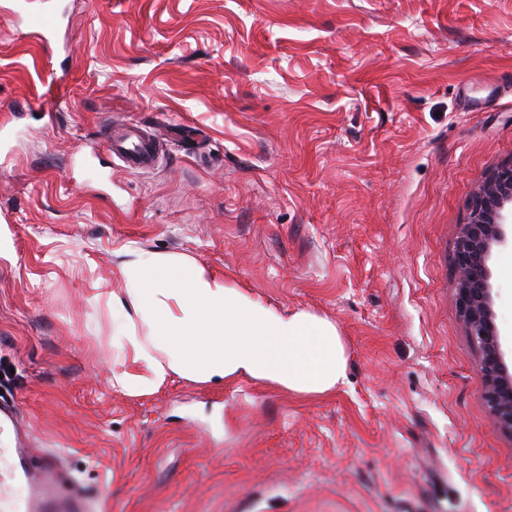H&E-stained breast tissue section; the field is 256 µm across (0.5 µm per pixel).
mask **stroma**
<instances>
[{"instance_id": "1", "label": "stroma", "mask_w": 512, "mask_h": 512, "mask_svg": "<svg viewBox=\"0 0 512 512\" xmlns=\"http://www.w3.org/2000/svg\"><path fill=\"white\" fill-rule=\"evenodd\" d=\"M62 2L48 48L0 0V400L34 458L95 512H512L453 264L512 163V0ZM131 120L137 174L97 150ZM128 249L332 317L345 385L113 389ZM489 267L512 365L511 243ZM99 133L101 145L112 153L113 158L115 157L128 173L136 174L149 169L159 159L153 142L137 125L129 127L121 135H113L112 129L106 127L100 129Z\"/></svg>"}]
</instances>
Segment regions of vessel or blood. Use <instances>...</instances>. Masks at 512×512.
Returning a JSON list of instances; mask_svg holds the SVG:
<instances>
[{"label":"vessel or blood","mask_w":512,"mask_h":512,"mask_svg":"<svg viewBox=\"0 0 512 512\" xmlns=\"http://www.w3.org/2000/svg\"><path fill=\"white\" fill-rule=\"evenodd\" d=\"M16 15L26 19L33 27L43 45H50L63 25V16L52 0H41L38 9H31L28 0H17ZM101 145L112 153L128 173L136 174L153 167L159 156L153 142L136 126L123 134H113L111 129L100 131ZM9 455L11 464L0 470V504L6 512H90L92 505L80 493L66 497L56 496L55 490L62 478L56 461H46L34 466L30 459L26 432L14 409L0 405V456ZM26 485L24 498L8 497L11 484Z\"/></svg>","instance_id":"b4317fda"}]
</instances>
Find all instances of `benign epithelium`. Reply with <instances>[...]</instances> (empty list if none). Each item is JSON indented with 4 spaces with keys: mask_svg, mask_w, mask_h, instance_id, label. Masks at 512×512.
<instances>
[{
    "mask_svg": "<svg viewBox=\"0 0 512 512\" xmlns=\"http://www.w3.org/2000/svg\"><path fill=\"white\" fill-rule=\"evenodd\" d=\"M512 219V164L492 171L474 196L468 222L460 225L454 268L460 317L478 352L484 399L499 424L512 433V373L504 361L494 321V295L488 262L506 242Z\"/></svg>",
    "mask_w": 512,
    "mask_h": 512,
    "instance_id": "1",
    "label": "benign epithelium"
}]
</instances>
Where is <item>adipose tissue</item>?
<instances>
[{
	"instance_id": "adipose-tissue-1",
	"label": "adipose tissue",
	"mask_w": 512,
	"mask_h": 512,
	"mask_svg": "<svg viewBox=\"0 0 512 512\" xmlns=\"http://www.w3.org/2000/svg\"><path fill=\"white\" fill-rule=\"evenodd\" d=\"M125 288L109 302L116 339L137 372L112 386L140 395L168 380L229 384L241 378L292 393L324 394L345 384L347 347L327 316L268 305L185 257L125 252Z\"/></svg>"
}]
</instances>
